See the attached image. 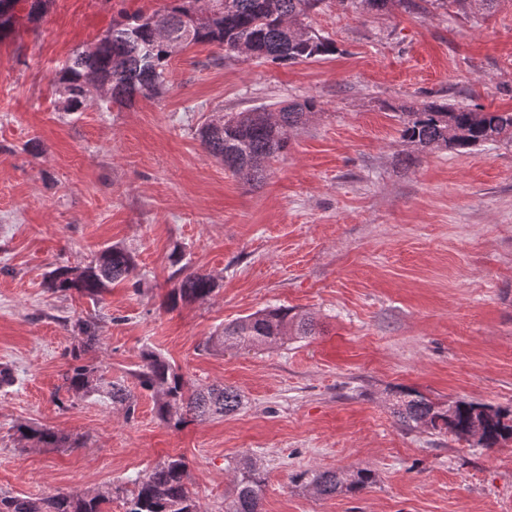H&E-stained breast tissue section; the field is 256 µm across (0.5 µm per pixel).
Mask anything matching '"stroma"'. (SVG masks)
<instances>
[{
	"instance_id": "1",
	"label": "stroma",
	"mask_w": 512,
	"mask_h": 512,
	"mask_svg": "<svg viewBox=\"0 0 512 512\" xmlns=\"http://www.w3.org/2000/svg\"><path fill=\"white\" fill-rule=\"evenodd\" d=\"M167 0H49L0 41V492L42 497L112 488L184 456L202 512H224L234 460L265 474L262 512H512V446L485 449L398 424L393 394L512 409V146L414 153L400 114L442 98L512 110V0L465 15L428 0L380 14L324 0L312 27L334 54L295 64L183 49L166 92L130 105L56 109V75L113 21ZM315 98L318 111L248 185L201 147L219 114ZM133 251L136 281L98 299L49 292L47 273L82 268L104 246ZM181 246L217 276L211 299L166 311ZM312 317L284 345L201 351L206 336L270 305ZM95 316L83 360L135 386L143 350L190 384L221 383L237 414L175 429L149 393L133 418L63 387L71 321ZM46 425L78 448L21 447ZM369 468L357 494L317 497L306 471Z\"/></svg>"
}]
</instances>
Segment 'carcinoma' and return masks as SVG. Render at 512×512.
Returning <instances> with one entry per match:
<instances>
[{
    "label": "carcinoma",
    "mask_w": 512,
    "mask_h": 512,
    "mask_svg": "<svg viewBox=\"0 0 512 512\" xmlns=\"http://www.w3.org/2000/svg\"><path fill=\"white\" fill-rule=\"evenodd\" d=\"M45 0H0V40L16 33L18 7L29 4L27 17L40 14ZM436 9L453 6L467 11L473 4L492 8L498 0H429ZM323 0H170L162 11L138 13L112 24L97 43L73 54L56 79L59 111L82 112L96 101L132 102L136 96L159 97L166 90L170 59L192 44H207L231 58L262 59L279 64L304 61L336 52L328 38L307 19ZM317 112L308 98L272 109L260 106L234 116H221L199 130L204 151L248 184L265 177L268 161L288 147L289 134ZM401 139L420 152L452 149L470 152L488 143H512V111L482 107H456L443 100H424L402 112ZM184 253L170 255L181 276L167 296V306L204 301L216 289L209 273L182 275ZM137 264L131 251L112 244L102 248L94 263L83 268L58 266L45 286L54 293L75 291L94 299L115 281L128 280ZM312 319L283 305L268 306L240 317L208 336L206 352L226 345L268 347L290 336L313 334ZM76 343L64 373L67 392L76 397L97 396L134 415L137 396L127 386L105 378L99 367L81 363L82 355L100 343L99 327L92 318L74 324ZM140 390L150 393L159 419L180 428L198 420L223 418L244 405L242 395L222 384L192 387L163 355L145 350L134 372ZM392 413L406 428L423 427L448 434L458 441L486 448L512 443V410L465 401L453 411L415 390L395 394ZM16 433L30 448H70L76 440L55 428L18 424ZM235 495L225 512H260L265 478L252 458L236 462ZM188 465L182 456H170L134 480L126 497V512H201L187 484ZM298 479L319 496L359 493L374 484L369 468L353 471L304 472ZM112 489L57 491L43 497L0 495V512H108Z\"/></svg>",
    "instance_id": "1"
}]
</instances>
